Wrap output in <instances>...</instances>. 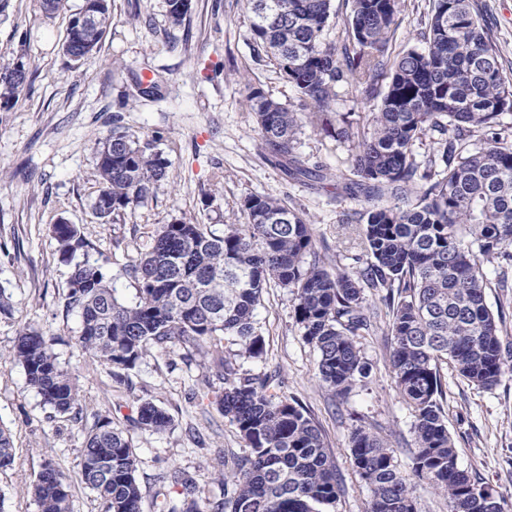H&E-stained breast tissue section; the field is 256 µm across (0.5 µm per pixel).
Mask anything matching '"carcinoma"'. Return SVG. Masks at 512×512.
<instances>
[{
    "instance_id": "1",
    "label": "carcinoma",
    "mask_w": 512,
    "mask_h": 512,
    "mask_svg": "<svg viewBox=\"0 0 512 512\" xmlns=\"http://www.w3.org/2000/svg\"><path fill=\"white\" fill-rule=\"evenodd\" d=\"M426 48L410 49L393 64L384 47L398 26L399 0H350V45L327 42L332 0H247L250 40L298 91L305 123H327L339 82L354 86L363 103L380 99L367 128L336 137L353 140L344 192L356 209L345 224L360 225L366 267L332 276L317 255L316 228L280 199L250 195L243 224L217 234L205 224L176 221L150 236L132 265L137 300L123 302L102 265L76 254L91 248L72 224L52 226L62 260L72 263L65 307L81 317L76 345L108 367H137L148 346L218 345L230 336L243 355L259 358L264 338L255 320L267 284L293 294L304 341L317 353L320 379L338 395L370 375L359 339L370 329L364 287L383 292L391 309L389 362L398 395L412 409L413 466L397 468L394 449L359 428L351 436L352 464L372 493L369 512H417L413 484L426 480L448 500V512H504L502 497L458 465L441 398L439 368L446 364L478 388L496 386L512 357L504 354L501 326L486 302L483 258L512 259V79L472 0H429ZM110 0H84L66 29L63 53L79 65L96 50L110 24ZM23 57L0 69V110L8 111L29 83L18 81ZM386 81L384 93L378 84ZM257 131L297 176L310 174L296 154L297 113L249 87ZM439 134L436 154L419 171L413 146L426 130ZM169 166L150 143L114 126L99 153L98 217L134 209ZM54 337L19 329L4 361L24 370L27 384L59 416L79 420L76 381L52 350ZM249 449L228 479L232 493L201 496L180 480L181 499L157 512H327L337 498L336 467L322 435L303 407L271 387V378L238 373L224 364V390L214 396ZM138 423L165 432L171 418L150 402ZM11 435L0 429V469L13 465ZM79 478L102 512H143L138 459L129 440L98 419L84 438ZM32 495L38 512H73L70 476L44 461Z\"/></svg>"
}]
</instances>
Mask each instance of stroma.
Wrapping results in <instances>:
<instances>
[{
  "instance_id": "1",
  "label": "stroma",
  "mask_w": 512,
  "mask_h": 512,
  "mask_svg": "<svg viewBox=\"0 0 512 512\" xmlns=\"http://www.w3.org/2000/svg\"><path fill=\"white\" fill-rule=\"evenodd\" d=\"M82 3L65 0L48 17L40 0H0V65L21 56L34 74L13 108L0 112V288L12 303L10 315L0 316V353H9L26 325L54 336V351L81 395L79 422L52 417L22 367L0 365V429L15 447L13 466L0 471V512H38L31 489L48 458L73 479V512H99L77 475L85 434L105 416L138 458L143 512L178 500V486L159 479L173 470L184 471L205 494L220 496L218 470L232 472L246 453L237 429L214 402L224 388L227 361L243 373L273 376L299 400L336 464L340 491L333 512H367L371 492L352 465L353 431L385 439L401 472L413 464V412L392 380L389 309L380 291H364L374 310L370 333L361 339L371 375L343 397L319 379L317 353L302 338L292 296L273 283L256 311L262 357L240 356L227 340L218 350L152 344L138 367L114 376L75 344L81 317L64 308L71 267L61 261L51 227L60 220L76 225L91 244L88 259L103 265L129 302L137 295L129 266L147 249L151 231L184 221L223 232L225 225L243 223L240 205L252 194L281 199L315 225L317 256L329 274L358 270L341 224L344 211L354 207L341 197L340 177L351 164V144L337 140L336 131L346 122L360 128L368 105L350 84L337 83L328 126L305 124L297 134L296 152L318 170V178L288 177L259 136L247 95L249 86L260 87L295 112L298 94L250 41L245 0H193L191 14L176 28L166 0H112V22L93 59L75 68L61 46ZM476 3L504 69H511L512 0ZM428 9L429 0H401L386 59L424 48L421 18ZM147 73L157 88L153 96L136 95L134 86ZM115 114L129 135L151 142L169 166L144 203L104 221L94 211L98 153ZM483 268L486 302L501 319L502 348L512 351V263L494 257ZM440 375L459 465L503 495L506 512H512V374L490 389L468 384L447 365ZM144 401L169 415L166 432L138 424Z\"/></svg>"
}]
</instances>
